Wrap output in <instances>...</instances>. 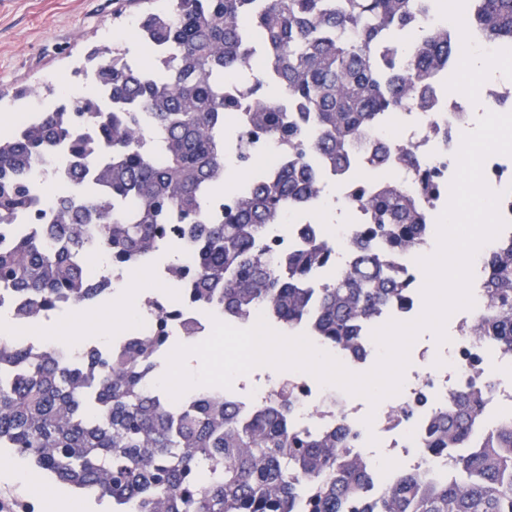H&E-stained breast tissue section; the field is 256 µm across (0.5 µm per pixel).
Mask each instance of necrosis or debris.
I'll return each mask as SVG.
<instances>
[{
	"instance_id": "obj_1",
	"label": "necrosis or debris",
	"mask_w": 512,
	"mask_h": 512,
	"mask_svg": "<svg viewBox=\"0 0 512 512\" xmlns=\"http://www.w3.org/2000/svg\"><path fill=\"white\" fill-rule=\"evenodd\" d=\"M462 19L457 0H444L442 7L428 10L421 23L411 27L407 42L423 40L431 30L456 34ZM481 56L493 66L505 68L512 64V44H492L479 34H470L459 46L455 60L448 69L437 74L432 92L424 107L383 113L369 130L371 139L387 146L393 157L386 165L372 162L364 148H356L355 158L343 174L321 162L314 161L319 191L313 203L304 208H289L279 223L267 225L260 247L271 260H278L304 249L308 232H315L328 245V264L312 274L313 287L330 282L353 260L354 237L358 227L368 223L366 210L349 207L348 202L360 189L387 179L398 183L410 195L421 193L425 174L434 175L435 193L425 198L430 219H438L448 205L450 183L457 168L456 154L462 136L471 129L477 112H501L512 100V83L486 80L473 86L468 59ZM457 85L455 94L445 93L447 84ZM242 115L226 113L224 118V172L226 179L211 201V211L220 216L225 205L234 198L239 187L246 185L252 169L239 161ZM412 151L414 166L403 165L401 152ZM53 166L43 170L34 166L31 183L47 182V189L37 192L39 204L33 215L15 224L0 226V250L8 248L19 235L42 237L50 222L58 198L71 187L68 176L69 153L65 143L52 149ZM488 187L501 191L499 212L506 222L499 235L485 243L477 252L473 265L471 292L474 306L455 311L448 319L453 336L442 356H435L425 343L411 345L409 365L398 394L370 406L365 399L334 386L322 385L314 376L299 371H280L258 366L234 378L227 393L238 404L241 416H249L271 403L282 387L293 391L291 425L314 434L345 426L355 433L352 452L371 471L375 481L390 480L397 472H420L425 482L435 483L448 470L445 457L429 454L423 446L433 415L447 407L451 393L477 383L485 390L484 406L476 423L483 430L488 422L512 419V351L471 333L475 319L488 305L483 288L487 255L504 243L512 241V156L490 155L483 166ZM436 246L435 233H428L424 243L412 251L392 254L391 263L404 272L412 286L404 299L387 304L360 327L363 342L361 355L335 348L332 356L347 369L371 370L379 356V347L372 338L374 329L389 321L410 322L424 308L422 296L424 273L417 263L419 257L430 255ZM88 274L102 290L145 275L149 286L137 293L134 305L116 304L112 315L114 337L112 353L123 352L128 342L152 335L157 326H165L170 338L195 345L208 338L213 330V316L208 307L188 292L182 269L196 265L197 251L187 243L178 227H171L160 237L154 253L145 262L112 267L99 261L96 250L81 257ZM30 300L7 288L0 289V317L11 326L0 341L24 346L32 355H42L50 345L44 337L46 327L66 323L74 310L66 299L60 300L52 314H30Z\"/></svg>"
}]
</instances>
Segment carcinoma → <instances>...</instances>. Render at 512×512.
Returning a JSON list of instances; mask_svg holds the SVG:
<instances>
[{"label":"carcinoma","mask_w":512,"mask_h":512,"mask_svg":"<svg viewBox=\"0 0 512 512\" xmlns=\"http://www.w3.org/2000/svg\"><path fill=\"white\" fill-rule=\"evenodd\" d=\"M429 0H168L138 18V39L162 62H127L121 43L96 48L82 72H98L110 102L71 96L21 133L0 138V224L32 213L36 191L16 173L50 164L47 146L68 143L75 192L54 211L57 244L21 236L0 250V284L49 313L61 299L100 300L81 262L96 249L114 264L150 255L167 224L183 225L200 259L184 272L193 298L240 318L267 308L291 330L310 322L328 343L358 354V325L410 287L387 256L426 238L422 202L381 180L349 201L369 213L355 233L356 255L321 288L308 287L328 249L314 234L300 252L268 261L257 248L265 224L317 193L310 160L341 174L353 147L383 112L414 109L440 67L455 58L448 32L434 31L409 52L378 56ZM473 28L512 43V0H464L458 38ZM252 73L246 133L286 138L292 159L259 171L224 218L207 201L224 184V114L241 107L224 84ZM93 133L84 136L81 127ZM313 131L307 138L305 133ZM490 307L475 336L512 350V243L486 259ZM164 328L117 356L91 355L95 382L55 350L33 358L0 346V448L84 494L110 498L119 512H512V422L487 429L479 447L457 453L482 410L478 386L453 394L424 447L448 456L433 485L406 472L378 493L348 452L349 431L302 434L288 428L290 401L244 421L224 392L174 402L144 389L143 376L168 347Z\"/></svg>","instance_id":"obj_1"}]
</instances>
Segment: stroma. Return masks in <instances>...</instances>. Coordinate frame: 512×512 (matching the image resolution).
<instances>
[{"instance_id": "35a3bbf8", "label": "stroma", "mask_w": 512, "mask_h": 512, "mask_svg": "<svg viewBox=\"0 0 512 512\" xmlns=\"http://www.w3.org/2000/svg\"><path fill=\"white\" fill-rule=\"evenodd\" d=\"M163 0H9L0 9V124L14 112L47 107V100L17 98L14 87H42L77 94L86 87L73 77L93 48L111 44L116 32L135 25L145 6ZM39 495L19 484L0 480V512L25 505L42 512V498L57 499L64 487L40 477Z\"/></svg>"}]
</instances>
